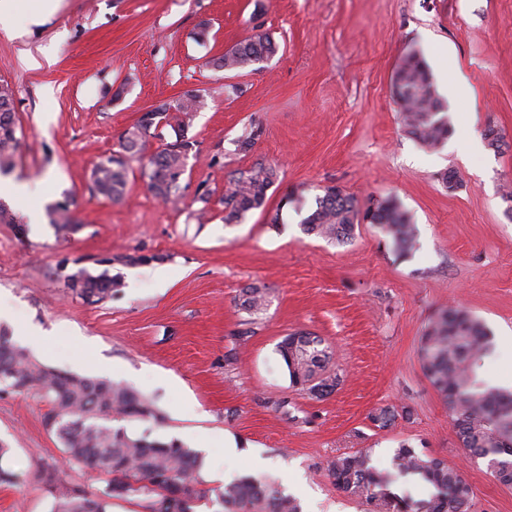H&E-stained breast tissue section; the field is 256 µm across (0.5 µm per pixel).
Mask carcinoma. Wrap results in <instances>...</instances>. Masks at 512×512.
Returning a JSON list of instances; mask_svg holds the SVG:
<instances>
[{"label": "carcinoma", "instance_id": "1", "mask_svg": "<svg viewBox=\"0 0 512 512\" xmlns=\"http://www.w3.org/2000/svg\"><path fill=\"white\" fill-rule=\"evenodd\" d=\"M278 51L274 39L257 33L224 55L208 61L216 70H237L259 63ZM404 127L409 136L429 149L448 140L453 124L448 105L438 96L432 75L419 52L402 59L394 76ZM199 95H182L162 112L160 119L175 140L152 154L142 175L149 190L163 201L182 190L186 160L195 143L186 138ZM158 123L137 122L121 138V152L106 157L91 171V191L113 202L120 201L128 179V162L140 157L151 138L158 137ZM15 102L11 86L0 82V174L9 171L18 147ZM278 177L272 167L241 172L229 181L223 198L228 223L265 206L267 192ZM74 198L50 204V223L68 233L78 226L72 214ZM376 224L393 251L406 257L415 251L416 229L411 217L391 197L376 199L366 207L334 187L316 197L314 210L304 220V230L327 240L345 243L359 224ZM67 288L81 298L99 302L112 295V277L80 270L68 276ZM266 289L251 285L242 290L241 310L255 315L266 306ZM494 344L485 324L460 306L435 313L420 338L423 372L448 407L458 439L468 455L487 460L496 480L512 487V391L488 384L480 376L483 359ZM278 352L293 385L310 394H332L342 381L329 368L332 358L324 340L306 332L285 336ZM0 391L37 393L49 405L45 420L63 445L69 462L91 467L105 476L95 492H85L61 482L45 471L41 480L53 498L49 512H110L112 500H138L148 512H196L211 501L222 512H301L297 498L263 476L243 475L222 487L206 486L201 472L204 457L178 441H150L125 428L108 424L114 416L133 419L163 417L154 402L121 383L93 376L57 371L36 360L11 337L0 333ZM395 410L382 407L369 414L379 429L390 427ZM326 471L336 489L348 497L365 500L372 512H468L473 489L460 471L443 459L403 443L395 450L392 469L381 471L366 451L343 452L327 461ZM420 480L432 488L429 496L415 498L406 484Z\"/></svg>", "mask_w": 512, "mask_h": 512}]
</instances>
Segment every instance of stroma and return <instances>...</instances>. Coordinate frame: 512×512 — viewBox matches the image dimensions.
<instances>
[{
    "mask_svg": "<svg viewBox=\"0 0 512 512\" xmlns=\"http://www.w3.org/2000/svg\"><path fill=\"white\" fill-rule=\"evenodd\" d=\"M265 32L278 52L244 69L218 71L213 58ZM412 50L427 62L450 112L448 145L422 148L405 131L393 77ZM465 82L455 96L448 79ZM0 80L14 90L21 145L10 178L41 192L8 203L0 222V321L14 342L47 335L36 357L57 370L130 386L155 403L162 423L129 420L134 435L204 444L205 467L225 481L275 479L302 512H367L336 490L328 458L367 449L389 469L409 441L455 464L471 484L470 512H512V488L484 460L467 457L448 409L425 377L420 337L437 311L466 308L490 329L482 367L512 388V0H61L45 24L16 17L0 27ZM200 91L188 128L195 150L175 202H162L131 162L122 200L92 196L90 173L118 150L141 112L185 90ZM504 143L490 146L488 128ZM251 149L238 141L253 129ZM475 136L462 156L452 143ZM274 167L264 208L225 223L232 175ZM454 170L459 184L441 181ZM360 203L391 196L417 228V249L397 257L381 229L359 225L339 245L304 232L324 187ZM210 191L204 220L196 197ZM78 203L79 229L27 223L23 208L64 196ZM109 259L111 297L73 296L67 272H100ZM257 284L268 306L240 309ZM249 334H242V327ZM321 336L342 375L336 391L311 397L293 386L277 351L289 333ZM392 407L387 429L369 420ZM47 403L33 392H0V512H47L40 473L55 469L92 491L103 477L65 462L44 426ZM237 453L225 455V438Z\"/></svg>",
    "mask_w": 512,
    "mask_h": 512,
    "instance_id": "35a3bbf8",
    "label": "stroma"
}]
</instances>
